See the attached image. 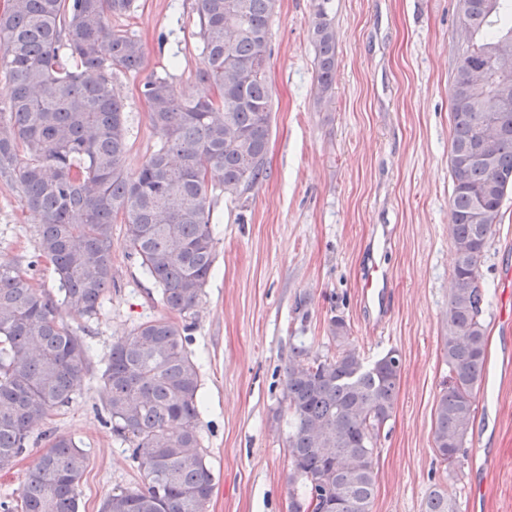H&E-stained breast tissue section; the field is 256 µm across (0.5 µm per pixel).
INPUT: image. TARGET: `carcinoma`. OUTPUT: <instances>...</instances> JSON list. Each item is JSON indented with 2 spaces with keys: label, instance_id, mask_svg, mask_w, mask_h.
<instances>
[{
  "label": "carcinoma",
  "instance_id": "obj_1",
  "mask_svg": "<svg viewBox=\"0 0 512 512\" xmlns=\"http://www.w3.org/2000/svg\"><path fill=\"white\" fill-rule=\"evenodd\" d=\"M132 5L10 0L0 13V73L12 89L0 108V181L39 217L41 256L59 281L56 298L27 273L0 268V470L14 466L55 409L74 401L89 371V347L59 311L97 314L112 288L114 225L124 226L128 255L163 305L185 318L215 262L210 192L232 197L267 177L272 92L263 62L275 0H197L200 76L210 94L185 98L162 76L144 83L160 142L134 173L125 167V105L112 79L139 70L145 50L109 26ZM456 12L466 46L450 87V381L432 432L450 464L469 433L488 359L481 260L512 192V107L485 110L499 85L490 58L512 41V0H457ZM311 40L323 102L336 80V28L325 0H315ZM186 331L160 318L112 342L102 406L142 486L107 495L101 512H205L214 476L200 451V379ZM330 334L335 355L312 356L302 341L286 370L291 512H371L375 445L394 410L401 360L390 350L366 362L341 318L331 320ZM86 468L87 453L72 437L51 435L21 483V512H78ZM426 512H458L455 496L432 490Z\"/></svg>",
  "mask_w": 512,
  "mask_h": 512
}]
</instances>
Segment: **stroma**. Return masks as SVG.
I'll list each match as a JSON object with an SVG mask.
<instances>
[{
  "mask_svg": "<svg viewBox=\"0 0 512 512\" xmlns=\"http://www.w3.org/2000/svg\"><path fill=\"white\" fill-rule=\"evenodd\" d=\"M327 7L336 27L331 101L316 100L313 0H276L268 177L238 197L212 194L216 260L188 331L201 380L200 443L215 477L205 512H289L285 371L298 342L314 356L335 354V317L366 361L392 349L402 361L395 408L377 439L372 512H425L439 487L452 491L459 512H512V333L499 318L512 273V194L481 262L487 373L455 464L438 457L432 437L448 387L443 342L455 265L448 157L449 88L463 40L456 0H329ZM196 8L197 0H135L110 21L145 48L139 71L113 79L129 119L128 171L158 142L143 83L167 74L184 95L207 91ZM39 230L16 188L0 182V264L29 271L53 293L58 282L39 256ZM113 242L112 289L98 316L60 311L89 343L90 370L74 401L0 471V502L18 503L48 430L87 453L79 512H99L112 491L141 484L127 444L104 422L98 376L113 339L168 311L128 256L122 231Z\"/></svg>",
  "mask_w": 512,
  "mask_h": 512,
  "instance_id": "35a3bbf8",
  "label": "stroma"
}]
</instances>
